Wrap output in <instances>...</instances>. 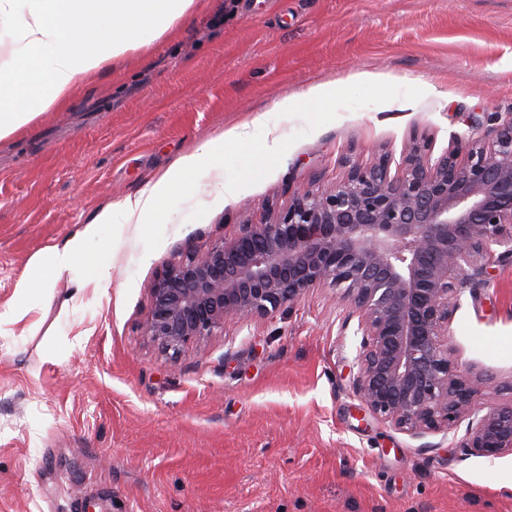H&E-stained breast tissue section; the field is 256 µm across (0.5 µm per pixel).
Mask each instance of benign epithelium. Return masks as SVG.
I'll return each instance as SVG.
<instances>
[{
	"instance_id": "1",
	"label": "benign epithelium",
	"mask_w": 512,
	"mask_h": 512,
	"mask_svg": "<svg viewBox=\"0 0 512 512\" xmlns=\"http://www.w3.org/2000/svg\"><path fill=\"white\" fill-rule=\"evenodd\" d=\"M511 255L509 112L493 137L473 129L437 157L413 136L398 163L384 153L299 189L267 219L169 265L150 284L144 333L177 353L331 285L358 318L353 389L369 414L416 437L466 418L458 447L498 458L512 453V402H485L483 380L448 352V321L471 276Z\"/></svg>"
}]
</instances>
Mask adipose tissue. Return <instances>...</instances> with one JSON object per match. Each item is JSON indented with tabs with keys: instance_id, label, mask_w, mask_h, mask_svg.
Masks as SVG:
<instances>
[{
	"instance_id": "adipose-tissue-1",
	"label": "adipose tissue",
	"mask_w": 512,
	"mask_h": 512,
	"mask_svg": "<svg viewBox=\"0 0 512 512\" xmlns=\"http://www.w3.org/2000/svg\"><path fill=\"white\" fill-rule=\"evenodd\" d=\"M197 8V0H0V31L13 44L9 63L0 64V140L44 112L65 107L90 76L171 36ZM248 135L247 126L233 128L181 156L175 167L189 176L201 159L222 158L225 143L245 141ZM170 189L165 174L102 209L63 248L54 250V276H61L82 254L97 225L117 219L142 223L160 209Z\"/></svg>"
}]
</instances>
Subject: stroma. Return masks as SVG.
Returning <instances> with one entry per match:
<instances>
[{
    "label": "stroma",
    "instance_id": "obj_1",
    "mask_svg": "<svg viewBox=\"0 0 512 512\" xmlns=\"http://www.w3.org/2000/svg\"><path fill=\"white\" fill-rule=\"evenodd\" d=\"M510 111L512 0H202L148 55L0 140V314L26 312L0 324V512H512V454L457 447L462 423L415 437L367 416L335 288L174 356L142 330L175 256L412 136L439 154ZM253 118L222 167L200 164L143 223L99 225L48 294L29 290L104 205ZM448 346L488 377V402L512 401V258L462 294Z\"/></svg>",
    "mask_w": 512,
    "mask_h": 512
}]
</instances>
